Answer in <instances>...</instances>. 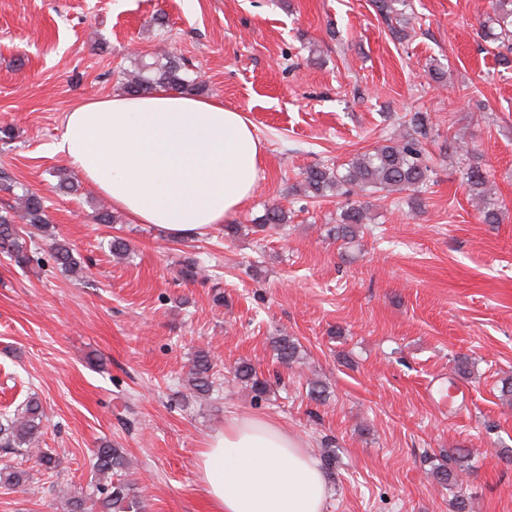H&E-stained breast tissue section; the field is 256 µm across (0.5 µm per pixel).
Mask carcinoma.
<instances>
[{"label": "carcinoma", "instance_id": "cac0c4a2", "mask_svg": "<svg viewBox=\"0 0 512 512\" xmlns=\"http://www.w3.org/2000/svg\"><path fill=\"white\" fill-rule=\"evenodd\" d=\"M373 6L384 18L404 17L411 8L410 0H373ZM490 13L480 22L481 37L500 49V62L512 63V0H489ZM156 86H165L175 91L205 90L199 77H188V69L176 57L158 53L151 60H139L135 69L123 73L122 89L127 94H145ZM411 132L398 139L360 153L341 166L317 165L303 173L300 191L311 198L336 196L346 198L334 227V236L344 240L353 239L361 225L368 220L367 204L359 197L378 191L409 190L420 193L430 182L431 169L422 145L429 133V116L416 112L410 118ZM489 174L478 166L469 169L465 181L480 220L484 224H498L501 205L491 194ZM22 205L28 224L43 233L48 231L44 201L41 196L27 192L22 196ZM288 216L279 208L267 209L256 231L265 232L287 223ZM0 250L8 253L18 265L30 262L26 242L22 241L9 212L0 214ZM55 261L66 270L77 267L70 247L59 241L52 243ZM298 342L291 336H278L273 341V353L278 364L289 367L299 360ZM214 369L208 352L195 353L187 376L186 387L191 395L207 394L213 386ZM234 378L257 397L269 392L270 385L259 377L256 370L243 363L236 367ZM42 433V406L30 400L13 414L0 415V439L5 446L15 448L28 456L36 455L37 462L45 470L57 467L52 454L37 447ZM123 449L105 442L94 453L93 469L101 484L97 495L77 490L67 500L68 512H144L145 505L134 486L122 479L126 467ZM29 474L16 467H0V485L22 486Z\"/></svg>", "mask_w": 512, "mask_h": 512}]
</instances>
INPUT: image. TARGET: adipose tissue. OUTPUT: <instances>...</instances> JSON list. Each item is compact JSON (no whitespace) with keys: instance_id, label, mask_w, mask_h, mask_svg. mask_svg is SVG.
Returning a JSON list of instances; mask_svg holds the SVG:
<instances>
[{"instance_id":"ef3b65f1","label":"adipose tissue","mask_w":512,"mask_h":512,"mask_svg":"<svg viewBox=\"0 0 512 512\" xmlns=\"http://www.w3.org/2000/svg\"><path fill=\"white\" fill-rule=\"evenodd\" d=\"M54 149L114 209L174 241L243 208L262 153L245 113L162 87L78 104ZM197 468L208 512H325L333 493L317 458L266 419L225 418Z\"/></svg>"}]
</instances>
